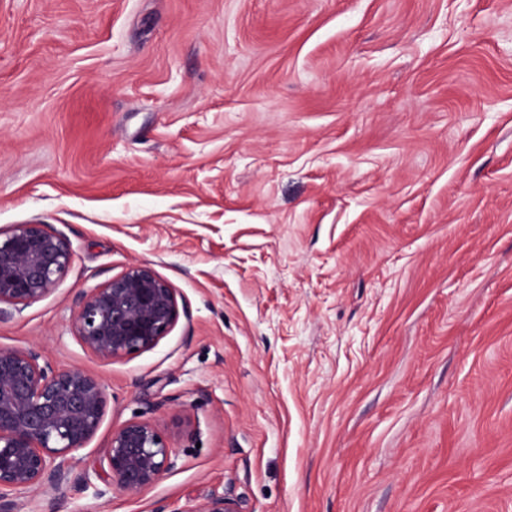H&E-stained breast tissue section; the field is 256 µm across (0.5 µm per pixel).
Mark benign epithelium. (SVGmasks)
Listing matches in <instances>:
<instances>
[{
	"label": "benign epithelium",
	"instance_id": "obj_1",
	"mask_svg": "<svg viewBox=\"0 0 512 512\" xmlns=\"http://www.w3.org/2000/svg\"><path fill=\"white\" fill-rule=\"evenodd\" d=\"M72 262L67 237L47 224H18L0 231V319L51 293ZM175 289L150 267L123 274L82 294L77 338L105 361L153 348L178 322ZM107 394L81 369H58L34 347L0 349V512H20L18 500L70 481L90 484L74 470L71 453L99 430ZM95 472L109 489L137 495L174 467L157 425L130 420L112 431ZM182 512H239L233 498L213 494Z\"/></svg>",
	"mask_w": 512,
	"mask_h": 512
}]
</instances>
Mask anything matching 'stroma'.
<instances>
[{"label":"stroma","mask_w":512,"mask_h":512,"mask_svg":"<svg viewBox=\"0 0 512 512\" xmlns=\"http://www.w3.org/2000/svg\"><path fill=\"white\" fill-rule=\"evenodd\" d=\"M72 263L0 321L175 466L38 512H512V0H0V228ZM177 293L109 362L80 295ZM179 316L175 289L150 267L133 264L82 294L77 338L98 358L112 361L156 346ZM184 512H240L233 498L223 494H213L201 506H189Z\"/></svg>","instance_id":"35a3bbf8"}]
</instances>
